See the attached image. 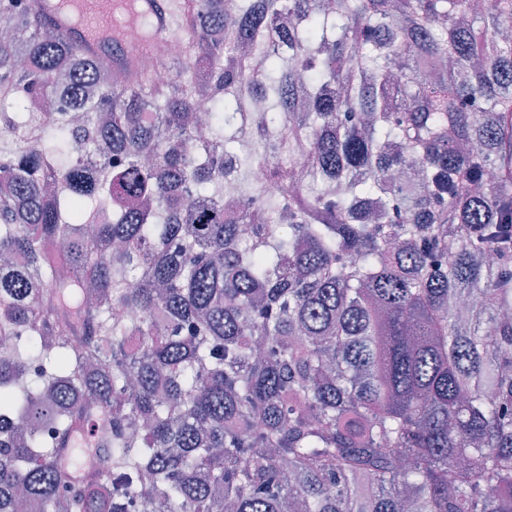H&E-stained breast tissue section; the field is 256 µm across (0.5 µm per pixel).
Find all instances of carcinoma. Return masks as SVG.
Listing matches in <instances>:
<instances>
[{
    "instance_id": "cac0c4a2",
    "label": "carcinoma",
    "mask_w": 512,
    "mask_h": 512,
    "mask_svg": "<svg viewBox=\"0 0 512 512\" xmlns=\"http://www.w3.org/2000/svg\"><path fill=\"white\" fill-rule=\"evenodd\" d=\"M39 2L0 0V512H512V0H188L132 80ZM246 139L305 147L279 195Z\"/></svg>"
}]
</instances>
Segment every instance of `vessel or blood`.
<instances>
[{
	"label": "vessel or blood",
	"mask_w": 512,
	"mask_h": 512,
	"mask_svg": "<svg viewBox=\"0 0 512 512\" xmlns=\"http://www.w3.org/2000/svg\"><path fill=\"white\" fill-rule=\"evenodd\" d=\"M88 0H48L45 8L54 25L82 43L88 53L110 61L122 58L123 13H134L146 23L150 37L174 32L179 23L181 0H96L107 15L105 21H92L84 6Z\"/></svg>",
	"instance_id": "1"
}]
</instances>
